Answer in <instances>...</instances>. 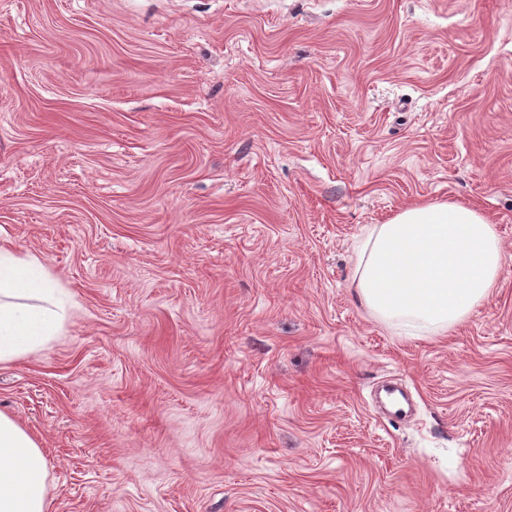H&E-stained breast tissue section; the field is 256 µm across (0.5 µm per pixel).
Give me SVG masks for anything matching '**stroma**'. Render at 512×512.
<instances>
[{
    "label": "stroma",
    "mask_w": 512,
    "mask_h": 512,
    "mask_svg": "<svg viewBox=\"0 0 512 512\" xmlns=\"http://www.w3.org/2000/svg\"><path fill=\"white\" fill-rule=\"evenodd\" d=\"M436 200L506 261L407 336L354 248ZM1 239L73 295L0 366L51 512H512V0H0Z\"/></svg>",
    "instance_id": "1"
}]
</instances>
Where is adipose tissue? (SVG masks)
I'll list each match as a JSON object with an SVG mask.
<instances>
[{"label": "adipose tissue", "mask_w": 512, "mask_h": 512, "mask_svg": "<svg viewBox=\"0 0 512 512\" xmlns=\"http://www.w3.org/2000/svg\"><path fill=\"white\" fill-rule=\"evenodd\" d=\"M505 255L494 224L457 201L404 208L366 227L352 285L377 318L442 336L464 323L494 288ZM68 319L64 291L34 254L0 243V364L47 345ZM40 441L0 411V512H50Z\"/></svg>", "instance_id": "ef3b65f1"}]
</instances>
